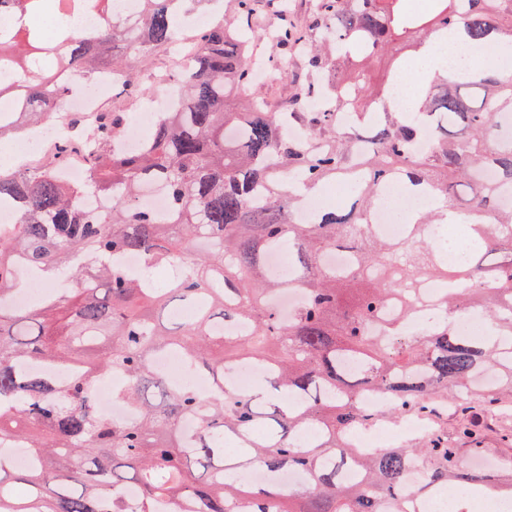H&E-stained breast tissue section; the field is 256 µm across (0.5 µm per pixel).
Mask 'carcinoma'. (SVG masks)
Listing matches in <instances>:
<instances>
[{
	"label": "carcinoma",
	"mask_w": 512,
	"mask_h": 512,
	"mask_svg": "<svg viewBox=\"0 0 512 512\" xmlns=\"http://www.w3.org/2000/svg\"><path fill=\"white\" fill-rule=\"evenodd\" d=\"M183 0H137L133 18L113 12V0H83L98 22L59 28L52 51L58 66L82 60L91 74L119 71L115 49L143 55L178 38ZM60 0H0V15L14 19L0 45V66L21 71L15 39L41 45L30 26L36 14H55ZM434 26L408 11L403 0H315L311 29L283 21L272 32L286 55H300L311 83L284 117L265 97L250 93V40L254 0H235L224 18L197 39L198 54L178 93L176 109L161 113L142 147L116 152L128 128L120 112H99L88 126V177L65 183L56 157L31 170H0V205L15 208L11 234L0 235V302L14 294V269L25 264L52 276H73L75 287L53 294L35 309L0 307V426L12 420L23 451L38 464L18 471L23 497L3 481L0 512H156L162 501L184 499L193 512H383L404 491L408 465L423 468L422 487L498 492L499 481L461 461L448 443L442 401L466 415L458 435L483 437L474 407L499 410L512 401V72L499 76L436 73L414 112L368 111L365 62L396 37L416 36L415 47L448 30L484 52L512 43V0H432ZM357 86V119L333 134L335 113L311 105L315 82ZM67 86L41 74L28 81L14 122L0 121V139L56 118ZM308 129L297 137L283 119ZM429 141L425 154L416 145ZM407 196H430L399 241L379 238L373 212L392 178ZM328 179L356 182L350 206L323 209L313 222L292 219L294 189L317 190ZM168 195L171 210L143 206L146 187ZM89 196L108 200L96 211ZM449 223L471 225V256L448 269L429 249L428 226L441 211ZM295 255L296 277L277 281L267 260L283 243ZM340 250L349 267L325 263ZM137 254L144 275L132 278L113 258ZM180 264L184 272L157 288L151 272ZM424 279L455 288L438 299L439 321L408 334L403 324ZM303 290L302 306L284 318L268 303L276 291ZM473 309L491 315L497 339L456 335L453 321ZM239 327L224 334L222 323ZM176 351L194 371L213 379L204 396L156 369L155 360ZM242 359L270 372L275 395L257 397L224 386V369ZM355 359L354 373L344 362ZM66 367L59 381L54 368ZM497 368V384L471 389L481 373ZM119 373L118 400L137 415L130 423L102 416L94 388ZM365 389L387 394L383 412L395 422L412 414L436 416V431L403 447L370 456L349 437L374 415L356 396ZM191 419L195 432L183 436ZM317 440L304 446L300 431ZM232 438L237 456L224 457ZM260 466L261 484L234 474ZM355 468L363 482L340 472ZM295 470L306 484L284 488L276 477ZM135 491L129 499L126 490Z\"/></svg>",
	"instance_id": "obj_1"
}]
</instances>
